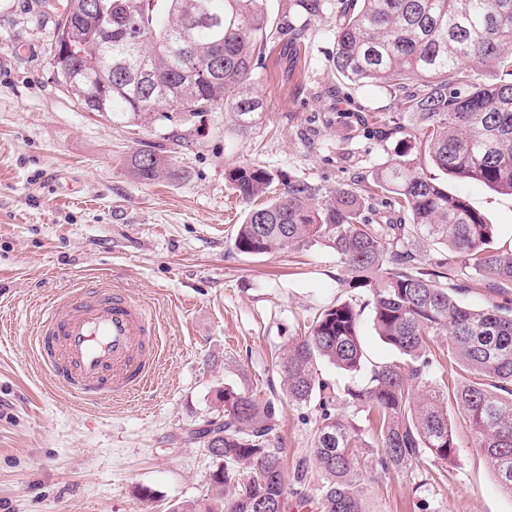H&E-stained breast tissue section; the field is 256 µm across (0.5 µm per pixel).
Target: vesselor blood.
Instances as JSON below:
<instances>
[{
    "label": "vessel or blood",
    "instance_id": "obj_1",
    "mask_svg": "<svg viewBox=\"0 0 512 512\" xmlns=\"http://www.w3.org/2000/svg\"><path fill=\"white\" fill-rule=\"evenodd\" d=\"M35 342L59 387L87 404L139 392L158 361L149 307L103 285L73 289L46 305Z\"/></svg>",
    "mask_w": 512,
    "mask_h": 512
}]
</instances>
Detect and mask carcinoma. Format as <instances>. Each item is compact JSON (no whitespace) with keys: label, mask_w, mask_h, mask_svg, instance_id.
Masks as SVG:
<instances>
[{"label":"carcinoma","mask_w":512,"mask_h":512,"mask_svg":"<svg viewBox=\"0 0 512 512\" xmlns=\"http://www.w3.org/2000/svg\"><path fill=\"white\" fill-rule=\"evenodd\" d=\"M52 49L61 82L88 112L144 123L228 110L246 120L262 110L253 57L267 37L259 0H66ZM336 73L394 93L399 111L362 122L381 140L399 138L396 158L373 179L336 190L323 206L317 189L290 180L266 205L248 209L237 250L260 255L318 239L335 250L349 288L368 291L375 330L398 359L374 365L364 385L325 379L328 363L365 368L360 313L352 301L325 308L279 359L288 404L316 402V499L288 490L284 458L268 446L278 410L231 387L215 394L218 415L190 433L220 452L211 494L172 512H367L358 491L362 431L338 404L371 415L378 462L402 470L422 457L451 464L458 445L448 401L461 409L500 488L512 495V246H493V225L448 180L476 181L512 195V0H336ZM497 69L492 83L466 74L471 62ZM108 90L104 99L100 89ZM144 182L176 179L165 157L130 161ZM245 203L274 176L253 164L225 170ZM382 198L384 223L371 218ZM440 245L451 257L437 258ZM477 291L478 307L463 296ZM440 336L465 384L443 390L428 355Z\"/></svg>","instance_id":"carcinoma-1"}]
</instances>
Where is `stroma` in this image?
<instances>
[{
    "label": "stroma",
    "instance_id": "1",
    "mask_svg": "<svg viewBox=\"0 0 512 512\" xmlns=\"http://www.w3.org/2000/svg\"><path fill=\"white\" fill-rule=\"evenodd\" d=\"M263 8L262 111L246 123L221 110L146 127L85 111L54 67L53 18L36 0H0V512H170L206 498L216 462L184 436L215 415L224 386L276 405L269 440L287 474L310 458L320 411L289 405L277 359L323 309L365 297L342 284L324 241L239 252L247 206L224 169L258 165L275 193L306 180L324 203L394 158L395 142L354 136L349 124L397 100L337 77L334 9L316 18L296 0ZM290 27L302 30L299 45L288 44ZM145 150L166 156L178 179L136 180L128 163ZM448 188L493 224L494 245H512V196L478 182ZM104 279L152 306L160 362L146 392L79 406L41 369L33 336L47 301ZM448 414L453 464L426 457L386 472L368 454L367 512H512L463 417Z\"/></svg>",
    "mask_w": 512,
    "mask_h": 512
}]
</instances>
